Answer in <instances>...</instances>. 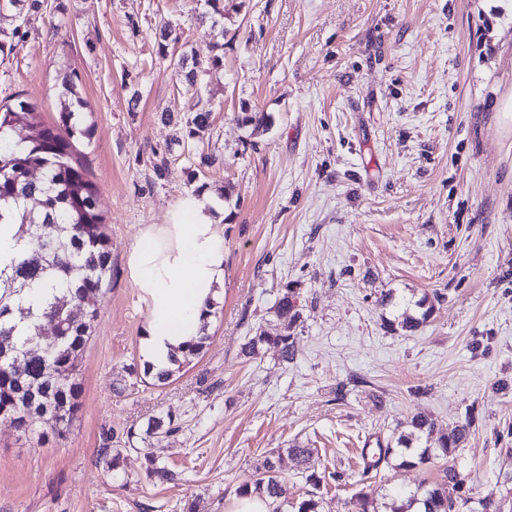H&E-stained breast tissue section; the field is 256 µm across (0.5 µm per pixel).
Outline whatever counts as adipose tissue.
<instances>
[{
    "mask_svg": "<svg viewBox=\"0 0 512 512\" xmlns=\"http://www.w3.org/2000/svg\"><path fill=\"white\" fill-rule=\"evenodd\" d=\"M128 276L148 310L142 360L171 368L179 348L199 336L224 287V226L219 205L183 197L162 224H145L126 256Z\"/></svg>",
    "mask_w": 512,
    "mask_h": 512,
    "instance_id": "ef3b65f1",
    "label": "adipose tissue"
}]
</instances>
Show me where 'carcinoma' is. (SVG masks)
<instances>
[{"mask_svg":"<svg viewBox=\"0 0 512 512\" xmlns=\"http://www.w3.org/2000/svg\"><path fill=\"white\" fill-rule=\"evenodd\" d=\"M25 4L30 11L38 10L41 0H0V15L8 11L19 15ZM213 25L219 29L205 56L194 51L173 61L177 75L190 83L199 73L223 64L224 26L216 21ZM174 32L171 22L161 23L158 54L163 58L169 56V43L178 42ZM211 115L212 108L205 102L181 119L182 137L177 143L202 138L210 128ZM74 116L72 105L66 103L61 124L49 126L27 101L13 108L0 107V225L14 229L17 249L0 261V420L23 430L41 423L59 438L69 431L80 409V363L112 279V251L98 212V189L72 161V138L78 133ZM241 123L258 130L269 125L270 115L245 112ZM434 309V302L425 296L415 302L414 311H404L385 328L414 332ZM272 312L281 331L257 328L242 351L253 357L259 349L273 347L282 361L290 363L295 359V337L289 330L300 321L291 285L277 293ZM209 339L206 333L198 337L176 361V368L160 372L154 381L164 385L189 367L201 357ZM472 422L468 415L438 434L430 416L413 415L408 431L396 437L395 445L362 454L365 462L359 481L369 479L393 456L401 458V467L424 465L434 458L455 459ZM313 452L312 448H288L284 455L266 457L238 494L281 498L286 493L280 475L283 456L304 464ZM100 456L112 471L127 467L128 456L119 448L105 446ZM140 468L154 484L174 479L171 469L148 454L143 455ZM470 503L459 472L450 465L436 486L394 496L389 512H503L499 501L481 499L476 511L469 509Z\"/></svg>","mask_w":512,"mask_h":512,"instance_id":"1","label":"carcinoma"}]
</instances>
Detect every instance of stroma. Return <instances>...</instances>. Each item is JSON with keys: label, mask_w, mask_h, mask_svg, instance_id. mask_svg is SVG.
<instances>
[{"label": "stroma", "mask_w": 512, "mask_h": 512, "mask_svg": "<svg viewBox=\"0 0 512 512\" xmlns=\"http://www.w3.org/2000/svg\"><path fill=\"white\" fill-rule=\"evenodd\" d=\"M224 63L196 83L159 56L211 41L203 0H42L0 20V106L26 100L60 121L65 83L81 105L75 159L99 189L112 283L83 353L81 407L65 438L0 421V512H226L265 456L285 459V499L333 475L321 512H382L393 490L432 487L446 463L383 465L357 482L366 443L394 439L421 412L447 428L473 414L457 459L473 499L506 497L512 473V0H225ZM209 100L212 125L191 154L166 119ZM265 112L268 129L241 124ZM224 199V291L211 339L173 382L115 386L140 362L148 312L126 272L140 225L163 223L188 193ZM293 284L294 362L241 347L275 329ZM393 294L390 304L381 292ZM435 313L390 333L421 296ZM345 383L337 399V383ZM175 430L143 452L174 472L153 484L130 461L97 466L104 439Z\"/></svg>", "instance_id": "35a3bbf8"}]
</instances>
